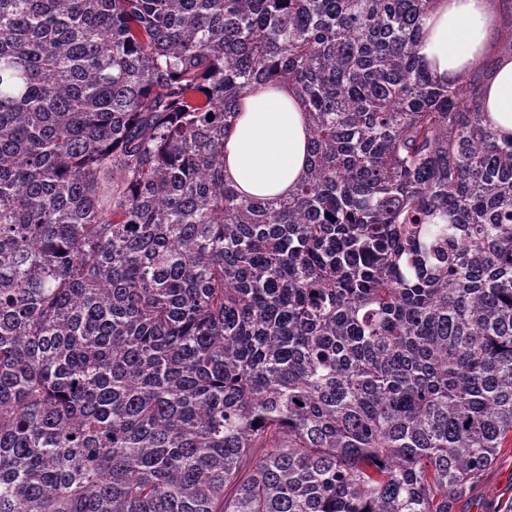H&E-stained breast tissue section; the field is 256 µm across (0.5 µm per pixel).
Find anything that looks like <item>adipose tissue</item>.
I'll list each match as a JSON object with an SVG mask.
<instances>
[{
    "instance_id": "ef3b65f1",
    "label": "adipose tissue",
    "mask_w": 512,
    "mask_h": 512,
    "mask_svg": "<svg viewBox=\"0 0 512 512\" xmlns=\"http://www.w3.org/2000/svg\"><path fill=\"white\" fill-rule=\"evenodd\" d=\"M500 0H432L416 53L439 84L487 68L484 110L502 138L512 137V56L489 59L500 36ZM311 127L296 91L285 84L253 91L225 144L224 178L254 197L287 194L305 176Z\"/></svg>"
}]
</instances>
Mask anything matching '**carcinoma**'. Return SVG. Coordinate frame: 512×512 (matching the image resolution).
<instances>
[{
    "mask_svg": "<svg viewBox=\"0 0 512 512\" xmlns=\"http://www.w3.org/2000/svg\"><path fill=\"white\" fill-rule=\"evenodd\" d=\"M430 2L0 0V512H448L512 447V139ZM311 127L286 84L253 91L224 150V179L254 197L285 195L306 175Z\"/></svg>",
    "mask_w": 512,
    "mask_h": 512,
    "instance_id": "carcinoma-1",
    "label": "carcinoma"
}]
</instances>
